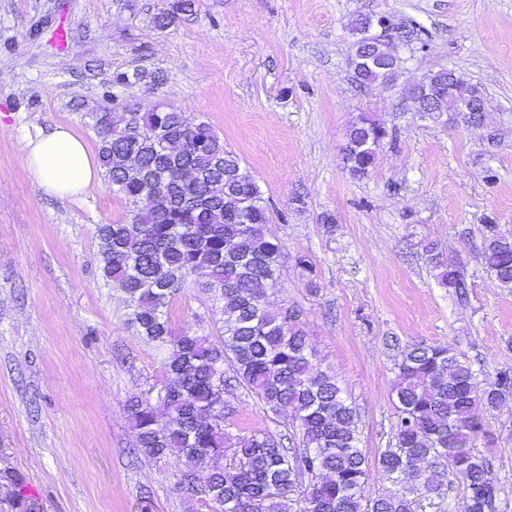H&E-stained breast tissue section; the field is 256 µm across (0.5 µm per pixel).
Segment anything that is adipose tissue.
I'll list each match as a JSON object with an SVG mask.
<instances>
[{
	"label": "adipose tissue",
	"mask_w": 512,
	"mask_h": 512,
	"mask_svg": "<svg viewBox=\"0 0 512 512\" xmlns=\"http://www.w3.org/2000/svg\"><path fill=\"white\" fill-rule=\"evenodd\" d=\"M26 162L33 181L60 197L85 192L99 180V170L89 150L64 127L30 139L26 144Z\"/></svg>",
	"instance_id": "obj_1"
}]
</instances>
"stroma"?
I'll return each mask as SVG.
<instances>
[{
    "instance_id": "stroma-1",
    "label": "stroma",
    "mask_w": 512,
    "mask_h": 512,
    "mask_svg": "<svg viewBox=\"0 0 512 512\" xmlns=\"http://www.w3.org/2000/svg\"><path fill=\"white\" fill-rule=\"evenodd\" d=\"M172 2L0 0V486L24 481L0 512H209L177 486L193 459L133 451L124 406L161 387L163 354L128 323L96 238L130 204L105 182L46 194L26 168L28 139L59 125L97 151L98 112L176 109L209 122L249 168L285 254L268 300L298 310L322 368L358 406L368 493L386 487L375 461L396 423L388 337L464 353L482 389L512 370V289L481 258L485 225L512 238V0H198L154 28ZM358 14L422 28L425 47L394 83L352 80ZM448 67L482 91V123L412 110L406 86ZM363 113L388 135L355 179L341 149ZM437 260L463 268L464 295L438 285ZM220 309L191 277L173 326L218 338ZM229 403L239 435L292 430L291 413L246 389ZM479 416L494 512H512V399ZM197 0H176L171 8L159 13L153 18L154 26L158 29H166L171 26L180 14H192L195 11Z\"/></svg>"
}]
</instances>
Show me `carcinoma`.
<instances>
[{
  "label": "carcinoma",
  "instance_id": "cac0c4a2",
  "mask_svg": "<svg viewBox=\"0 0 512 512\" xmlns=\"http://www.w3.org/2000/svg\"><path fill=\"white\" fill-rule=\"evenodd\" d=\"M197 0H175L153 18L166 29ZM371 17L350 23L354 36L350 66L363 85L386 84L404 68L398 45L425 47L423 30L393 26L367 43ZM371 53L379 67L360 65ZM431 97L417 98L419 112L465 113L467 123L482 119L481 93L458 81L448 92V73L423 76ZM98 158L112 193L132 205L129 217L97 227L105 281L121 288L129 321L147 341L167 351L170 382L158 404L132 399L126 412L136 430V447L153 458L183 455L202 463L223 458L194 484L184 472L181 490L204 496L210 512H286L297 494L296 512H414L400 487L421 483L440 494L442 477L467 479V512H492L498 489L486 460L474 453L483 432L478 404L498 408L512 397V371H499L494 385L478 391L465 355L446 345L405 347L395 363L393 388L397 422L392 442L375 460L393 488L375 496L364 489L367 460L360 448L359 414L336 377L321 368L298 311L270 307L268 291L280 277L283 246L268 237L270 211L260 187L241 158L205 121L190 123L183 113L135 109L128 131L115 133L109 113L94 117ZM385 136L380 123L360 115L343 147L349 173L364 177L376 165ZM482 261L504 288H512V238L485 226ZM222 301V340L216 344L172 325L176 295L194 275ZM439 284L460 290L464 274L448 264ZM229 362L233 378L224 376ZM253 392L278 414L292 409L288 441L268 430L236 437L227 427L235 410L225 405L232 384Z\"/></svg>",
  "mask_w": 512,
  "mask_h": 512
}]
</instances>
